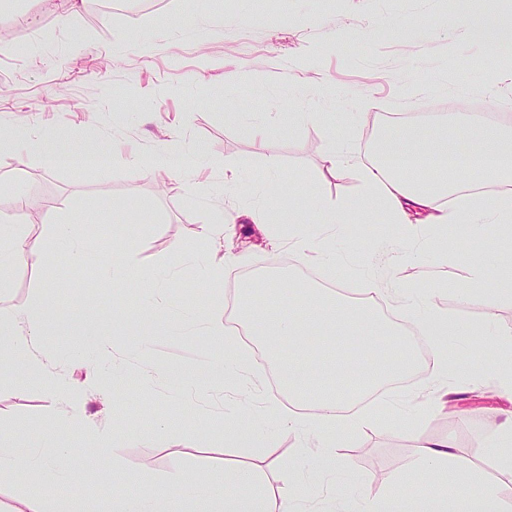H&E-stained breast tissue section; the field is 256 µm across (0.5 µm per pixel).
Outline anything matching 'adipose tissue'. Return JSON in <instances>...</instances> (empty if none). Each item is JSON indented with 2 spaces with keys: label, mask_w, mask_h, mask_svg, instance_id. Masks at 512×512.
Masks as SVG:
<instances>
[{
  "label": "adipose tissue",
  "mask_w": 512,
  "mask_h": 512,
  "mask_svg": "<svg viewBox=\"0 0 512 512\" xmlns=\"http://www.w3.org/2000/svg\"><path fill=\"white\" fill-rule=\"evenodd\" d=\"M452 125L469 128L468 148L456 151L448 139L425 138L422 129L411 122L397 124L394 132L380 135L373 144L367 163H358L348 147L330 139L326 149L327 171L342 178L356 171L368 200L380 207L389 224H407L411 219L438 229L462 224L471 246H480L488 230L512 233V133L496 123L471 122L468 113L451 117ZM40 150L43 163L68 165L101 158L103 152L93 144H81L57 130L44 132L39 145L19 134H0V153L27 164L33 150ZM479 172L489 191H465L469 172ZM452 197L445 208L441 198ZM70 241L68 256L73 264L87 257V237L76 224L56 225L53 232L17 219L0 225V288L8 286L7 271L23 263L39 266L59 241ZM401 311L434 347L439 374H447L448 360L443 340L455 336L470 341L478 329L449 322L426 298H404ZM39 312L26 307L0 316V349L27 356L28 370L42 379L52 397L70 402L77 392L67 382L48 375L38 354ZM79 422L90 439H125L126 429L109 431L91 416L68 413L44 430L38 452L20 445L13 429L0 428V480L19 479L41 483L39 496H19L10 512H88L87 507L61 502L55 494L62 461L70 453L56 438L57 429ZM447 438L420 444L415 470L428 474V482L417 492H408L407 479H400L381 498L363 497L352 506L353 512H472V503L483 504L484 512H512V422L501 425L489 436L490 457L499 472L498 480L484 478L462 463ZM281 490H272L260 474L248 467L225 464L219 479L198 475L175 478L164 486L144 484L138 491L124 486L112 488L106 512H296L301 502L310 500L314 489L308 480L291 467L281 469Z\"/></svg>",
  "instance_id": "ef3b65f1"
}]
</instances>
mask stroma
<instances>
[{
    "mask_svg": "<svg viewBox=\"0 0 512 512\" xmlns=\"http://www.w3.org/2000/svg\"><path fill=\"white\" fill-rule=\"evenodd\" d=\"M94 2L80 0L64 28L60 0H0V124L32 134L56 126L79 142L119 144L147 156L171 139L184 157L204 151L239 172L228 183L220 170L151 175L104 160L86 171L50 168L36 156L22 169L0 156V225L15 220L17 188L28 199L27 222L49 231L81 217L95 247L77 268L60 246L45 265L15 267L10 287L0 292V310L31 304L47 310L38 351L51 371L80 389L83 414L105 423L117 413L137 431L103 452L79 426L61 433L72 448L65 467L73 475L60 490L63 499L102 510L116 483L132 490L148 480L159 485L203 463L209 477L221 476L224 423L232 415L246 429L251 414L239 410L219 371L224 344L183 321L194 311L230 312L244 290L264 291L274 270L311 273L362 294L368 268L385 265L394 287L429 292L450 320L490 326L489 340L449 342V359L465 365L480 354L499 359L502 341L512 340V297L487 320L481 291L465 285L472 256L462 231L449 228L456 245L446 249L435 245L431 228L414 233L383 223L356 174L336 179L326 172L323 148L337 133L364 163L395 113L431 129L443 113L463 110L482 122L512 114V90L492 93L499 73L512 69V45L468 48L447 27L486 14L512 25V0L491 7L484 0H155L112 11ZM270 121L276 124L270 135L253 134ZM272 165L298 183L293 197L266 193ZM341 200L358 207L355 223L296 255L285 224L310 205ZM255 206L268 209V223L224 227L225 249L243 261L217 262L201 274L196 258L215 248L200 236V225L216 209ZM125 241L135 245L134 270L168 281L152 315L143 313L141 292L112 285L113 246ZM176 242L183 259L172 268L168 250ZM94 336L110 343L122 369L106 394L96 391L90 365L70 357ZM433 367L434 355L426 353L410 382L387 393V403L434 401ZM179 375L195 380L197 391H181ZM447 389L452 410L372 422L335 448L336 480L319 499L382 495L412 474L422 440L446 435L467 465L495 478L486 439L512 417V395L466 369L449 371ZM64 409L30 379L23 361L0 379V424L19 428L21 441L39 437ZM235 454L271 482L282 466L316 471L314 449L293 432L276 433L273 448Z\"/></svg>",
    "mask_w": 512,
    "mask_h": 512,
    "instance_id": "stroma-1",
    "label": "stroma"
}]
</instances>
